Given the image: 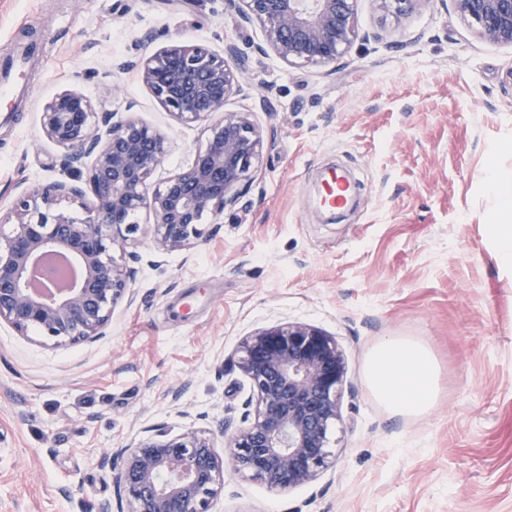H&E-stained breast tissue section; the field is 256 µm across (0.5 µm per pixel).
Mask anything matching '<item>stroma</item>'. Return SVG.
I'll list each match as a JSON object with an SVG mask.
<instances>
[{"label":"stroma","instance_id":"1","mask_svg":"<svg viewBox=\"0 0 512 512\" xmlns=\"http://www.w3.org/2000/svg\"><path fill=\"white\" fill-rule=\"evenodd\" d=\"M355 12L360 39L329 67L285 64L226 0H0V57L41 44L29 101L0 124V205L19 182L67 179L40 132L66 90L166 136L152 183L191 161L204 126L176 121L140 81L147 31L155 52L235 44L248 71L227 108L269 137L259 179L195 248L114 246L132 297L106 336L57 344L0 324V512H129L125 446L160 428L224 448L220 425H239L249 395L236 349L285 322L325 330L343 354L336 464L286 492L225 465L214 512H512V267L492 247L488 184L512 169V46L440 0ZM331 166L349 171L356 205L329 223L318 198ZM391 337L436 359L422 414H392L366 383L370 351Z\"/></svg>","mask_w":512,"mask_h":512}]
</instances>
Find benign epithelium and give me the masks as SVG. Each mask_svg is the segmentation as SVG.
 Returning a JSON list of instances; mask_svg holds the SVG:
<instances>
[{"mask_svg":"<svg viewBox=\"0 0 512 512\" xmlns=\"http://www.w3.org/2000/svg\"><path fill=\"white\" fill-rule=\"evenodd\" d=\"M244 22L259 21L265 41L288 65H330L357 37L356 0H229ZM481 39L512 46V0H452ZM243 59L233 44L217 56L204 43L177 42L149 56L141 81L181 123L207 122L206 139L179 172L153 187L167 139L136 117L99 115L92 101L64 91L44 106L41 133L64 149L61 165L78 180L24 188L0 210V321L56 342L105 334L128 292L131 272L116 264L117 243L146 239L160 253L190 249L205 217L234 206L259 171L267 138L245 112L226 109L241 90ZM92 198L76 218L65 199ZM149 212L151 224L136 216ZM10 227L4 233V227ZM61 253L80 271L68 288L30 287L38 259ZM238 366L250 390L242 426L221 458L194 430L146 435L123 451L116 482L131 512H212L224 489V461L282 492L333 467L330 432L340 420L346 374L333 336L304 323H282L246 337Z\"/></svg>","mask_w":512,"mask_h":512,"instance_id":"1","label":"benign epithelium"}]
</instances>
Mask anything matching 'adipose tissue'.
<instances>
[{
	"instance_id": "1",
	"label": "adipose tissue",
	"mask_w": 512,
	"mask_h": 512,
	"mask_svg": "<svg viewBox=\"0 0 512 512\" xmlns=\"http://www.w3.org/2000/svg\"><path fill=\"white\" fill-rule=\"evenodd\" d=\"M366 375L378 398L396 413H424L436 398V363L419 342L397 337L383 341L370 353Z\"/></svg>"
}]
</instances>
